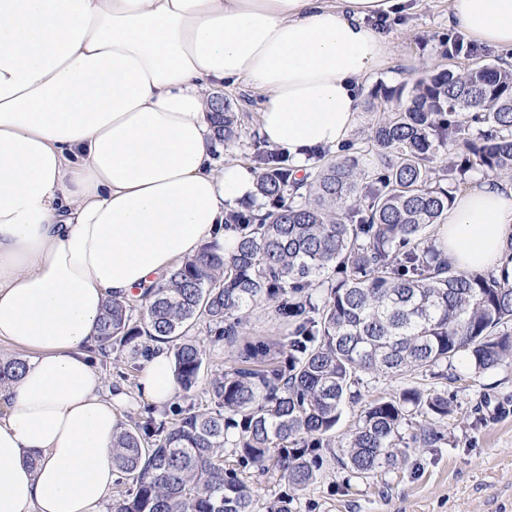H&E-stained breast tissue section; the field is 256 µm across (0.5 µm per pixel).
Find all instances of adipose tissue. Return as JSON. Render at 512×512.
<instances>
[{
	"instance_id": "ef3b65f1",
	"label": "adipose tissue",
	"mask_w": 512,
	"mask_h": 512,
	"mask_svg": "<svg viewBox=\"0 0 512 512\" xmlns=\"http://www.w3.org/2000/svg\"><path fill=\"white\" fill-rule=\"evenodd\" d=\"M405 0H0V342L25 351L0 388V512H102L124 391L93 368L107 299L202 250L256 171L227 163L210 92L245 82L258 134L306 168L335 151L367 77L392 63L370 17ZM448 27L512 53V0H451ZM512 178L481 175L439 228L459 270L512 274ZM178 389L155 343L136 391Z\"/></svg>"
}]
</instances>
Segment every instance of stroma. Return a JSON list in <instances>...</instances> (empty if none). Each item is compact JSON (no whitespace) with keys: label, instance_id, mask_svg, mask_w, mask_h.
Wrapping results in <instances>:
<instances>
[{"label":"stroma","instance_id":"35a3bbf8","mask_svg":"<svg viewBox=\"0 0 512 512\" xmlns=\"http://www.w3.org/2000/svg\"><path fill=\"white\" fill-rule=\"evenodd\" d=\"M396 17L372 20L388 38L394 65L368 77L353 132L360 138L385 107L378 91L411 81L416 67L463 70L467 58L447 59L448 0H410ZM240 119L242 137L224 158L247 162L258 141L261 97L246 83L216 90ZM419 383L444 393L455 412L441 427L438 447L420 448L389 471L343 486L342 474L325 469L321 480L300 492L296 512H512V367L474 375L457 359L447 378L426 373Z\"/></svg>","mask_w":512,"mask_h":512}]
</instances>
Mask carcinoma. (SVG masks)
I'll list each match as a JSON object with an SVG mask.
<instances>
[{"label":"carcinoma","mask_w":512,"mask_h":512,"mask_svg":"<svg viewBox=\"0 0 512 512\" xmlns=\"http://www.w3.org/2000/svg\"><path fill=\"white\" fill-rule=\"evenodd\" d=\"M384 98L391 107L348 154L300 179L273 149L251 156L264 214H230L233 253L181 263L143 305L105 303L102 352L139 370L150 344L170 345L183 400L161 418L126 413L113 453L123 489L110 512H293L294 492L328 465L348 483L392 465L416 416L429 426L414 442H441L448 397L407 387L365 402V377L408 380L458 357L476 375L512 366V281L453 268L429 235L467 172L512 175V69L474 54L462 73H427ZM209 120L218 143L240 138L230 103L215 101ZM442 146L460 161L434 165ZM263 306L288 328L280 343L243 331V315ZM202 319L214 342L239 345L236 362L208 376L192 336ZM24 366L1 359L0 385ZM358 404L336 441L344 409ZM247 467L275 478L276 500L262 502L261 486L241 476Z\"/></svg>","instance_id":"obj_1"}]
</instances>
